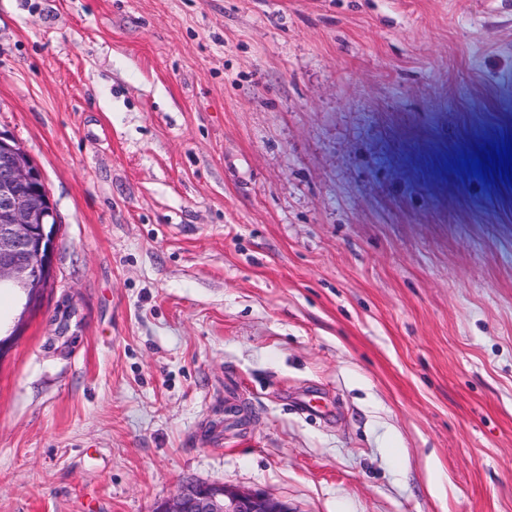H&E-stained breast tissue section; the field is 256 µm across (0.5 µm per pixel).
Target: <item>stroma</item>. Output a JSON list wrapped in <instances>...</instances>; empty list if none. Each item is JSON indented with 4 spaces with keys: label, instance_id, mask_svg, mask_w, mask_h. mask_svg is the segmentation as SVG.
I'll return each instance as SVG.
<instances>
[{
    "label": "stroma",
    "instance_id": "35a3bbf8",
    "mask_svg": "<svg viewBox=\"0 0 512 512\" xmlns=\"http://www.w3.org/2000/svg\"><path fill=\"white\" fill-rule=\"evenodd\" d=\"M1 131L0 512H512V0H0ZM5 139L12 140L0 132V285L25 288L29 308L50 285L56 236L37 238L35 230L54 212L28 154ZM155 512H292L288 503L260 492L224 483L188 482Z\"/></svg>",
    "mask_w": 512,
    "mask_h": 512
}]
</instances>
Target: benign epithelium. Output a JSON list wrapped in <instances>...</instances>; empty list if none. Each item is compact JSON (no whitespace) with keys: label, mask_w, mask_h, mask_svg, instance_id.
I'll return each mask as SVG.
<instances>
[{"label":"benign epithelium","mask_w":512,"mask_h":512,"mask_svg":"<svg viewBox=\"0 0 512 512\" xmlns=\"http://www.w3.org/2000/svg\"><path fill=\"white\" fill-rule=\"evenodd\" d=\"M0 133V285L25 288V307L50 285L56 237H36L54 215L42 175L19 144ZM156 512H291L288 503L224 483L188 482Z\"/></svg>","instance_id":"7a95c632"}]
</instances>
